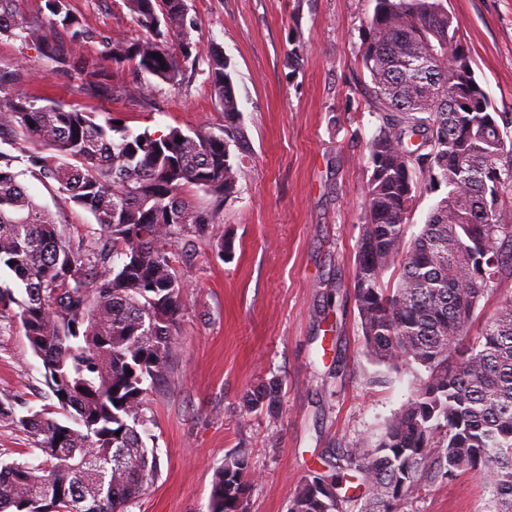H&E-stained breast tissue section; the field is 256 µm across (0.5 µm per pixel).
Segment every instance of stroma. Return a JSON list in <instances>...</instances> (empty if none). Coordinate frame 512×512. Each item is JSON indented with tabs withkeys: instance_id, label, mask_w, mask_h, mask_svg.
Segmentation results:
<instances>
[{
	"instance_id": "stroma-1",
	"label": "stroma",
	"mask_w": 512,
	"mask_h": 512,
	"mask_svg": "<svg viewBox=\"0 0 512 512\" xmlns=\"http://www.w3.org/2000/svg\"><path fill=\"white\" fill-rule=\"evenodd\" d=\"M83 24L116 38L140 36L125 0H68ZM200 54L178 83L150 80L146 98L81 93L84 72H56L23 27L45 23L44 0H17V32L0 35V95L51 99L161 135L220 131L209 49L230 62L249 148L236 193L224 202L191 190L217 213L209 238L177 265L186 283L176 356L143 409L159 477L128 512H210L216 470L246 456L247 512H288L298 486L348 441L378 437L411 398L404 367L366 355L354 300L368 153L377 120L359 59L374 0H188ZM475 77L492 107L512 114V0H448ZM20 81H13V74ZM19 182L59 216L74 239L104 240L92 214L13 163ZM231 248L217 255L212 239ZM283 381L278 419L245 410L242 397ZM0 404L27 415L54 410L43 367L13 312L0 313ZM403 512H492L472 475L441 479L408 497Z\"/></svg>"
}]
</instances>
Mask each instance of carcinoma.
<instances>
[{
	"instance_id": "1",
	"label": "carcinoma",
	"mask_w": 512,
	"mask_h": 512,
	"mask_svg": "<svg viewBox=\"0 0 512 512\" xmlns=\"http://www.w3.org/2000/svg\"><path fill=\"white\" fill-rule=\"evenodd\" d=\"M146 36L112 38L85 27L67 0H45L58 45L39 23L25 29L60 71L89 41L102 60L175 82L197 57L186 0H126ZM0 0V34L15 29ZM378 125L366 141L367 208L354 273L366 354L414 374L417 388L379 438L344 444L296 491L289 512H400L437 479L478 475L494 512H512V300L465 341L481 301L512 278V115L492 108L447 0H375L360 49ZM212 94L224 129L154 136L110 115L0 99V142L23 147L40 179L88 209L110 243L75 242L37 204L0 151V266L26 298L0 286V311L18 307L59 419L46 412L0 419L22 427L38 454L0 465V512H127L160 467L139 428L143 402L165 381L186 284L176 269L208 235L213 215L186 192L235 193L248 136L229 64L210 53ZM140 81L93 82L89 94L142 98ZM182 142H176V139ZM446 192L409 233L418 194ZM392 286L383 283L387 272ZM133 374H128L127 370ZM282 383L246 392L244 406L278 416ZM248 463L225 460L211 512H246Z\"/></svg>"
}]
</instances>
